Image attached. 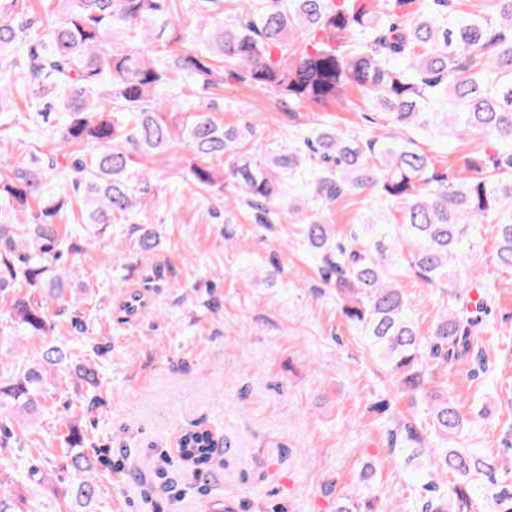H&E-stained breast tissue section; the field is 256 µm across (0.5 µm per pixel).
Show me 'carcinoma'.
Returning a JSON list of instances; mask_svg holds the SVG:
<instances>
[{"label":"carcinoma","mask_w":512,"mask_h":512,"mask_svg":"<svg viewBox=\"0 0 512 512\" xmlns=\"http://www.w3.org/2000/svg\"><path fill=\"white\" fill-rule=\"evenodd\" d=\"M49 21L25 11L27 0H0V133L12 87L38 123L55 117L58 137L42 155L0 156V299H10L5 326L25 336L51 330L49 304L69 309L68 278L58 267L81 249L60 224L82 198L84 223L130 224L149 189L150 170L134 167L182 147L190 155L185 181L194 192L246 204L261 227L298 225L317 272L336 286L341 313L397 375L400 392L427 396L438 438L426 447L417 426L399 422L392 443L431 455L440 472L421 484V512H470L477 496L492 512H512V486L498 479V462L454 442L464 431L459 404L429 390L435 370L467 358L474 330L488 310L483 281L512 273V0H491L493 11L469 0H194L198 24L209 27L207 48L188 40L183 0H60ZM184 47L161 57L164 33ZM221 91L236 81L273 91L290 106L338 102L347 88L373 103L376 131L349 132L327 122L297 140L261 143L252 125L224 126L206 108L178 112L170 86ZM448 96L458 112H431ZM442 122L458 139L478 136L474 155L443 163L418 146L409 130ZM300 175L312 186L311 209L283 204L281 183ZM362 196L395 205L396 235L369 238L355 228L336 231L325 212ZM491 225L495 248L483 271L469 268L480 226ZM432 288H450L451 310L422 336L403 289L388 275L391 258ZM125 292L120 310L145 304ZM70 362L69 350L45 345L41 357L17 368L0 354V410L23 418L39 412L53 385L50 372ZM90 387L99 366L74 368ZM70 512H93L98 498L94 457L67 423ZM222 441L200 425L179 436L178 455L205 473ZM453 478L451 490L437 483ZM0 465V512H16ZM368 502L336 496L335 512H362Z\"/></svg>","instance_id":"obj_1"}]
</instances>
